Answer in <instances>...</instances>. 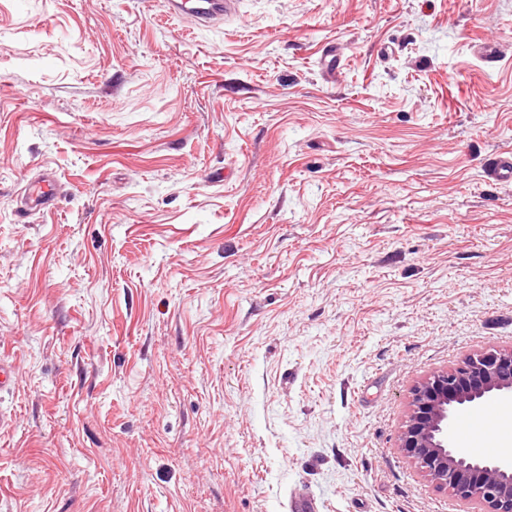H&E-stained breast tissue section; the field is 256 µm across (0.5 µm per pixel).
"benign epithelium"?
Wrapping results in <instances>:
<instances>
[{"instance_id": "7a95c632", "label": "benign epithelium", "mask_w": 512, "mask_h": 512, "mask_svg": "<svg viewBox=\"0 0 512 512\" xmlns=\"http://www.w3.org/2000/svg\"><path fill=\"white\" fill-rule=\"evenodd\" d=\"M498 397L512 398V350L472 354L410 391L399 448L436 488L471 506L469 512H512V459L466 454L448 442L458 413Z\"/></svg>"}]
</instances>
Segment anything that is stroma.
Segmentation results:
<instances>
[{
  "label": "stroma",
  "instance_id": "obj_1",
  "mask_svg": "<svg viewBox=\"0 0 512 512\" xmlns=\"http://www.w3.org/2000/svg\"><path fill=\"white\" fill-rule=\"evenodd\" d=\"M507 153L512 0H0V512H464L398 444L512 348ZM169 3L174 16L189 14L202 22H210L229 13L235 0H172ZM57 199L54 180L47 176L28 197L30 209H44L54 205Z\"/></svg>",
  "mask_w": 512,
  "mask_h": 512
}]
</instances>
